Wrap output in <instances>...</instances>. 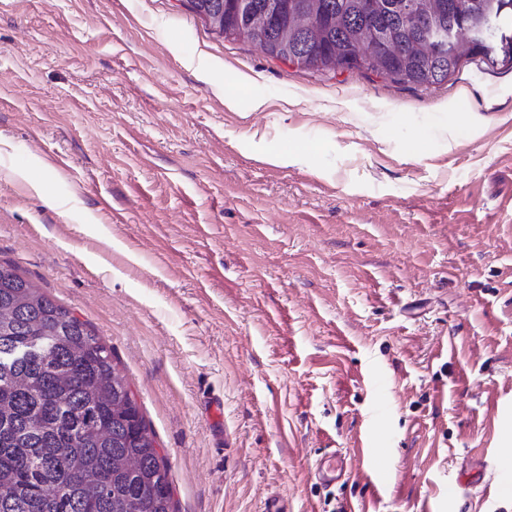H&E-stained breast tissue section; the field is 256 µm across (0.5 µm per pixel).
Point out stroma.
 I'll return each mask as SVG.
<instances>
[{
    "instance_id": "1",
    "label": "stroma",
    "mask_w": 512,
    "mask_h": 512,
    "mask_svg": "<svg viewBox=\"0 0 512 512\" xmlns=\"http://www.w3.org/2000/svg\"><path fill=\"white\" fill-rule=\"evenodd\" d=\"M0 262L111 349L176 512H512V65L399 84L188 0H0Z\"/></svg>"
}]
</instances>
